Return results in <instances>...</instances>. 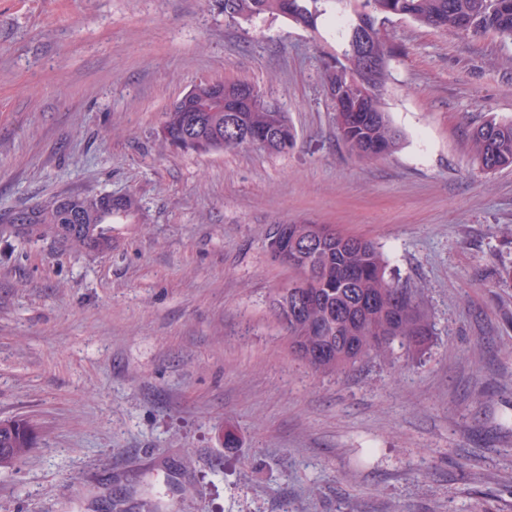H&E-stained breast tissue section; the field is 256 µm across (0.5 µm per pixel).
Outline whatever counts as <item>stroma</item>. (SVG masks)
I'll list each match as a JSON object with an SVG mask.
<instances>
[{
  "label": "stroma",
  "instance_id": "stroma-1",
  "mask_svg": "<svg viewBox=\"0 0 512 512\" xmlns=\"http://www.w3.org/2000/svg\"><path fill=\"white\" fill-rule=\"evenodd\" d=\"M403 133L366 160L336 133V32L224 0H0V420L37 439L0 512H512V167L469 133L512 120V42L385 24ZM288 114L275 153L174 152L155 132L204 80ZM133 196L111 244L33 210ZM378 243L435 325L421 359L339 375L270 310L274 225Z\"/></svg>",
  "mask_w": 512,
  "mask_h": 512
}]
</instances>
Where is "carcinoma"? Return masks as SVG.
Instances as JSON below:
<instances>
[{
  "label": "carcinoma",
  "instance_id": "carcinoma-1",
  "mask_svg": "<svg viewBox=\"0 0 512 512\" xmlns=\"http://www.w3.org/2000/svg\"><path fill=\"white\" fill-rule=\"evenodd\" d=\"M281 14L317 30L332 15L341 57L328 68V91L336 130L349 151L377 159L393 153L402 133L382 108L391 49L383 31L391 15L451 32L492 31L512 40V0H224V14L249 19ZM290 127L288 115L275 103L252 108L238 95V83L197 84L164 113L159 140L183 142L185 151H233L245 146L238 132L254 136V145L271 152L293 146L274 139ZM475 161L484 171L512 166V121H488L470 137ZM67 203L83 211L84 232L78 240L109 245L103 225L112 215L133 208L130 198L112 208ZM34 222L65 224L53 205L37 211ZM272 260L288 268V286L272 300L276 320L288 336V347L312 369L342 373L374 355L392 358L399 347L411 358L421 356L434 336L433 325L414 291L392 277L388 259L373 241L344 234L333 224H277L270 233ZM35 427L25 419L0 421V467H11L32 448Z\"/></svg>",
  "mask_w": 512,
  "mask_h": 512
}]
</instances>
